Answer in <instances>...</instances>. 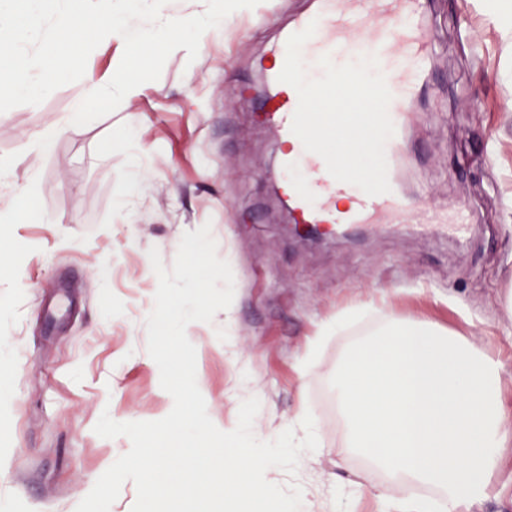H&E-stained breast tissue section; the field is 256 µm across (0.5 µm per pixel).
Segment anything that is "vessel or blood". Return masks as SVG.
I'll list each match as a JSON object with an SVG mask.
<instances>
[{
    "label": "vessel or blood",
    "mask_w": 512,
    "mask_h": 512,
    "mask_svg": "<svg viewBox=\"0 0 512 512\" xmlns=\"http://www.w3.org/2000/svg\"><path fill=\"white\" fill-rule=\"evenodd\" d=\"M423 5L424 0H313L311 9L279 29L266 53L272 62L266 119L287 146L280 157L279 178L296 223L321 232L338 233L364 225L375 233L395 229L418 235L468 237L470 218L460 207L450 214L435 209L428 211L424 220L413 219L398 178L397 162L407 149L402 130L429 68L421 22ZM311 24L316 30L302 48L303 56L314 64L310 78L322 76L317 62L325 55L336 65L351 57L373 56L378 60V69L392 94L388 113L395 127L385 146L388 193L370 196L355 185L335 180L322 157L306 151L291 131L299 98L278 76L285 64L288 38ZM357 28L372 32L364 44L351 39Z\"/></svg>",
    "instance_id": "1"
}]
</instances>
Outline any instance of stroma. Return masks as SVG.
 <instances>
[{"label":"stroma","mask_w":512,"mask_h":512,"mask_svg":"<svg viewBox=\"0 0 512 512\" xmlns=\"http://www.w3.org/2000/svg\"><path fill=\"white\" fill-rule=\"evenodd\" d=\"M224 34L188 61L173 51L140 95L116 98L87 124L64 126L54 151L27 152L31 135L62 123L84 82L40 105L0 113V156L17 160L0 185V360L14 369L0 404V512H75L127 437L94 432L102 412L118 422L155 421L173 407L147 353L146 319L158 249L172 267L185 232L210 225L233 271L230 316L190 323L206 408L219 428L238 421L256 391L253 427L274 432L310 411L325 452L269 482L310 490L307 512H330L340 484L367 489L385 477L346 453L330 380L350 342L388 316L431 321L501 363L512 415V10L497 0H425L433 57L405 128L409 203L465 202L463 241L403 232L303 239L288 226L274 172L276 129L262 114L267 46L310 0H223ZM135 128L142 187L116 133ZM36 194L24 198L27 187ZM362 320L324 335L337 312ZM313 368L298 361L310 340ZM476 512H512V447Z\"/></svg>","instance_id":"stroma-1"}]
</instances>
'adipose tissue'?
Wrapping results in <instances>:
<instances>
[{
	"instance_id": "ef3b65f1",
	"label": "adipose tissue",
	"mask_w": 512,
	"mask_h": 512,
	"mask_svg": "<svg viewBox=\"0 0 512 512\" xmlns=\"http://www.w3.org/2000/svg\"><path fill=\"white\" fill-rule=\"evenodd\" d=\"M139 90L121 67L90 75L67 122H88L113 92ZM331 392L348 450L404 491L395 499L374 489L385 512H473L512 443L491 353L426 321L390 318L351 342ZM418 486L438 494L417 495Z\"/></svg>"
}]
</instances>
